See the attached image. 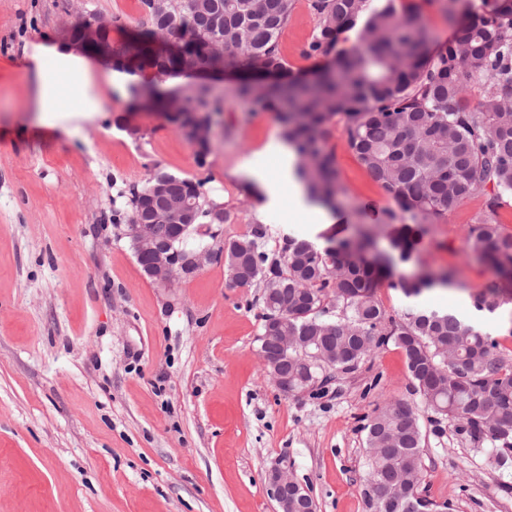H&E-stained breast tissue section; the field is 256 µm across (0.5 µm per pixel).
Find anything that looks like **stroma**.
I'll use <instances>...</instances> for the list:
<instances>
[{"instance_id":"35a3bbf8","label":"stroma","mask_w":512,"mask_h":512,"mask_svg":"<svg viewBox=\"0 0 512 512\" xmlns=\"http://www.w3.org/2000/svg\"><path fill=\"white\" fill-rule=\"evenodd\" d=\"M84 10L112 22L116 39L142 19L138 0H0V512H275L265 475L283 458L317 512H369L363 426L376 405L410 398L400 349H377L321 390L282 394L258 354L261 288L234 286L220 261L171 286L152 282L112 218L149 168L202 181L229 214L225 239L267 225L268 252L285 233L321 248L339 231L357 237L363 205L391 199L335 119L339 212L324 219L284 185L267 200L235 170L258 155L277 177L280 160L263 149L281 123L243 112L227 85L202 164L174 125L130 112L104 73L102 111L72 119L68 134L39 125L24 47L66 42ZM315 29L309 0H295L280 37L292 72L310 77L323 65L301 54ZM486 200L476 193L427 225L412 259L380 280L389 317L413 305L452 311L512 347V302L492 313L474 306L495 279L468 238ZM423 267L455 270L453 288L410 299L392 287ZM415 406L421 493L447 512H512V464L500 449L470 444L456 424L431 422L423 401Z\"/></svg>"}]
</instances>
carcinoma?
<instances>
[{
  "label": "carcinoma",
  "instance_id": "cac0c4a2",
  "mask_svg": "<svg viewBox=\"0 0 512 512\" xmlns=\"http://www.w3.org/2000/svg\"><path fill=\"white\" fill-rule=\"evenodd\" d=\"M454 36L438 49L413 5L400 0H311L316 34L302 50L310 58L328 55L336 35L361 24L355 48L309 82L294 75L280 50V35L295 0H174L157 10L140 0L143 20L119 42H106L98 54L115 65L136 59L141 69L203 65L232 70L245 82L234 88L246 112H275L283 136L295 153V174L309 199L336 209L344 189L334 150L324 148L333 118L343 122L345 141L359 163L395 207L369 203L361 214L381 227L402 262L411 259L417 225L447 217L479 190L487 194L486 213L469 231L471 250L512 280V234L496 219L512 197V0H441ZM478 87L479 98L465 97ZM224 98L194 94L192 112H222ZM181 134L195 156L205 160L210 141L194 142L185 125ZM159 177L174 195L190 201L200 182L150 170L130 189L127 206L144 209V221L160 240L176 239L189 248V234L155 215L160 204L146 196ZM411 223H403L404 215ZM268 236L257 223L242 237L224 242V266L238 268L246 285L263 288L261 335L269 321L282 319L281 331L309 336L329 358L303 371L288 360V379L302 390L331 372L350 373L375 348L389 342L401 350L410 393L419 396L436 422L459 423L470 442H491L512 452V357L491 334L451 313L409 308L400 321L387 319L375 296L388 263L362 255L372 245L340 240L322 250L307 239L285 235L278 250H262ZM452 273L421 269L392 284L407 297ZM505 300L501 285L488 284L475 307L496 311ZM366 447L392 444L398 453L370 458L364 495L370 512H384L375 483L399 475L403 497L396 512H429L432 503L417 491L423 474L424 443L419 415L407 400L377 406L368 416Z\"/></svg>",
  "mask_w": 512,
  "mask_h": 512
}]
</instances>
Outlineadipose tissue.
<instances>
[{"instance_id": "ef3b65f1", "label": "adipose tissue", "mask_w": 512, "mask_h": 512, "mask_svg": "<svg viewBox=\"0 0 512 512\" xmlns=\"http://www.w3.org/2000/svg\"><path fill=\"white\" fill-rule=\"evenodd\" d=\"M24 55L27 75L34 83L33 110L40 123L60 125L67 112L62 104L66 98H78L86 115L102 109L97 73L86 56L43 42L26 44Z\"/></svg>"}]
</instances>
